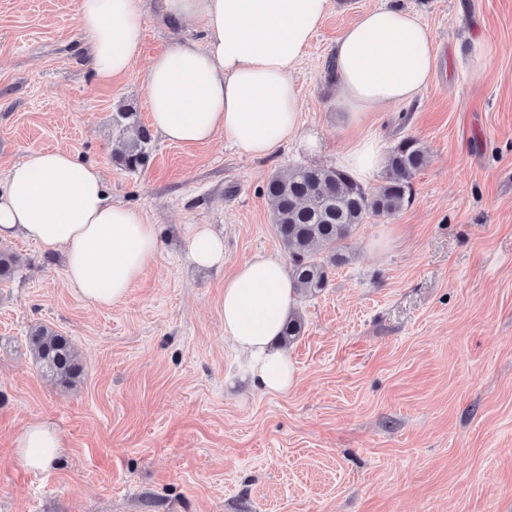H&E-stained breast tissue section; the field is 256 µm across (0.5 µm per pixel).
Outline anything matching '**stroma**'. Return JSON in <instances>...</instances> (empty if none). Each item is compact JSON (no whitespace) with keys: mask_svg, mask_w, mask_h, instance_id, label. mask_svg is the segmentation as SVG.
Instances as JSON below:
<instances>
[{"mask_svg":"<svg viewBox=\"0 0 512 512\" xmlns=\"http://www.w3.org/2000/svg\"><path fill=\"white\" fill-rule=\"evenodd\" d=\"M411 11L435 63L411 102L346 129L327 66L341 32L380 6ZM130 72L95 80L77 0H0V181L33 149L101 168L113 203L157 227L158 251L126 299L96 307L67 287L62 257L17 238L0 282V512H512V0H332L295 73L301 130L251 157L224 135L186 147L153 135L148 164L112 160L121 107L148 122L141 74L190 21L163 24L144 0ZM493 48L475 68L473 38ZM374 133L418 139L411 202L359 225L323 291L301 297L288 346L297 387L224 383L234 356L217 299L235 267L283 254L263 189L272 173L334 165ZM224 236V265L200 269L188 241ZM37 325L68 336L83 373L64 386L27 344ZM59 431L47 471L14 442L29 421Z\"/></svg>","mask_w":512,"mask_h":512,"instance_id":"stroma-1","label":"stroma"}]
</instances>
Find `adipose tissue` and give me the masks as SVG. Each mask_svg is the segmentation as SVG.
I'll return each mask as SVG.
<instances>
[{"mask_svg": "<svg viewBox=\"0 0 512 512\" xmlns=\"http://www.w3.org/2000/svg\"><path fill=\"white\" fill-rule=\"evenodd\" d=\"M331 0H161L168 25L200 20L201 42L178 44L143 71L150 121L169 142L204 144L224 133L256 157L291 142L314 155L319 139L300 131L293 74ZM78 18L96 79L127 73L143 38L141 0H78ZM429 35L412 13L379 7L337 39L334 65L344 124L413 101L434 66ZM338 167L366 185L386 166L379 137L366 134L336 155ZM62 251L66 279L91 305L124 301L154 258V225L112 203L103 172L60 149H35L0 183V241L15 237ZM298 294L281 256L259 253L225 280L218 310L235 355L232 381L271 394L290 392L298 369L280 341ZM63 446L48 422H27L15 439L22 465L49 469Z\"/></svg>", "mask_w": 512, "mask_h": 512, "instance_id": "adipose-tissue-1", "label": "adipose tissue"}]
</instances>
